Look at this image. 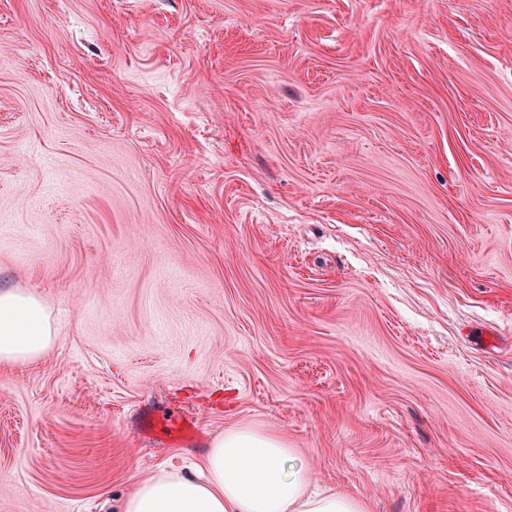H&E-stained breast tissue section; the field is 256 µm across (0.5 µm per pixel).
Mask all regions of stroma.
Returning <instances> with one entry per match:
<instances>
[{"instance_id": "obj_1", "label": "stroma", "mask_w": 512, "mask_h": 512, "mask_svg": "<svg viewBox=\"0 0 512 512\" xmlns=\"http://www.w3.org/2000/svg\"><path fill=\"white\" fill-rule=\"evenodd\" d=\"M1 288L57 336L0 369V512L240 425L369 512H512V0H0Z\"/></svg>"}]
</instances>
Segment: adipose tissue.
I'll use <instances>...</instances> for the list:
<instances>
[{
  "label": "adipose tissue",
  "mask_w": 512,
  "mask_h": 512,
  "mask_svg": "<svg viewBox=\"0 0 512 512\" xmlns=\"http://www.w3.org/2000/svg\"><path fill=\"white\" fill-rule=\"evenodd\" d=\"M56 331L42 299L0 289V368L39 359ZM309 469L280 435L250 426L213 437L194 474L140 479L117 512H368L352 495L317 492Z\"/></svg>",
  "instance_id": "obj_1"
}]
</instances>
